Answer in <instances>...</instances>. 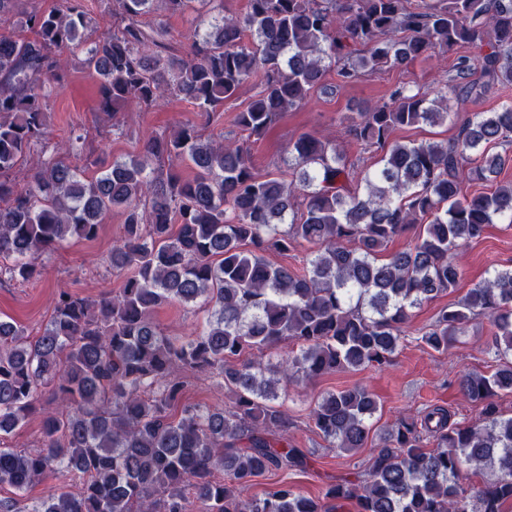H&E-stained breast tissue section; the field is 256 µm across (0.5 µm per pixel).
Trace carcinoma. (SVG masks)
<instances>
[{
  "mask_svg": "<svg viewBox=\"0 0 512 512\" xmlns=\"http://www.w3.org/2000/svg\"><path fill=\"white\" fill-rule=\"evenodd\" d=\"M196 1L216 12L214 31H195L183 54L166 30L143 27L147 14H180ZM112 16L114 29L93 39L84 0H62L25 13L33 37L0 34V278L35 279L32 255L95 239L114 208L125 224L107 256L121 278L115 294L59 293L35 339L0 319V484L21 491L50 476L83 480L78 492H53L29 512H335L343 501L358 512H504L512 415L497 400L512 394V266L441 308L419 337L445 353L479 316L491 320L495 370L458 378L481 405L478 419L455 421L440 405L404 417L354 479L318 497L283 483L258 498L250 487L270 470L308 465L288 439L280 391L393 364L413 310L458 286V247L500 218L512 222V184L497 182L512 162L511 104L472 113L451 139H391L400 127L445 123L450 94L476 103L512 87V0H246L242 13L224 10V0H112ZM460 48L475 55L456 56L448 93L397 85L348 120V136L378 156L373 170L357 169L336 141L305 134L288 145V172L260 177L248 141H204L187 123L149 137L144 159L115 160L91 180L59 157L44 162L32 188L16 183L17 162L45 138L66 52L85 53L100 76V106L114 128L129 105L149 107L166 93L211 120L255 82L260 91L235 125L261 137L332 67L348 85ZM474 181L494 189L471 193ZM414 225L408 247L380 258ZM296 247L310 250L300 270L266 257ZM172 303L207 316L191 335L170 336L153 313ZM285 341L298 352L275 372L243 358ZM200 374L221 377L232 403L185 405L173 417L183 378ZM46 387L60 409L44 413L39 444L9 446ZM377 411L373 395L354 386L320 394L310 418L329 447L355 453L367 447ZM485 471L491 480L464 483Z\"/></svg>",
  "mask_w": 512,
  "mask_h": 512,
  "instance_id": "1",
  "label": "carcinoma"
}]
</instances>
